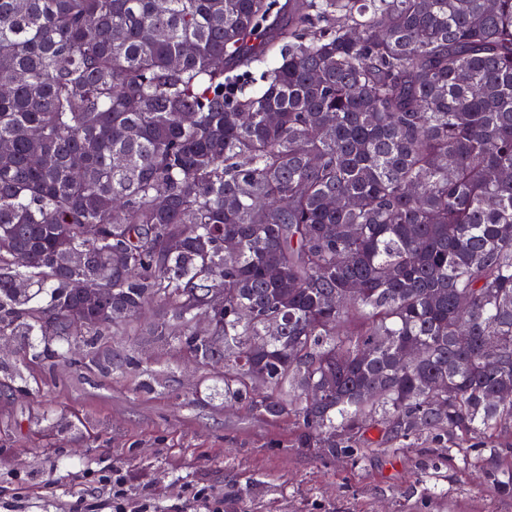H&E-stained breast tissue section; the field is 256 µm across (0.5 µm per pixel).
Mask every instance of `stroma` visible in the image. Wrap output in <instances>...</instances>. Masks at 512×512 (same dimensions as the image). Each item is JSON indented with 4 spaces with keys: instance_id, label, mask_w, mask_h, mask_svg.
<instances>
[{
    "instance_id": "obj_1",
    "label": "stroma",
    "mask_w": 512,
    "mask_h": 512,
    "mask_svg": "<svg viewBox=\"0 0 512 512\" xmlns=\"http://www.w3.org/2000/svg\"><path fill=\"white\" fill-rule=\"evenodd\" d=\"M100 348L112 372L85 367L84 351L55 366L25 365L26 339L0 338V512H72L103 500L100 471L128 475L127 495L153 512H175L203 484L224 512H512L477 478L452 470L441 495L410 490L419 457L360 463L323 460L288 447L287 422L266 423L224 407L212 388L222 373L192 365L140 331ZM140 360L152 379L138 388Z\"/></svg>"
}]
</instances>
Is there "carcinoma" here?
Listing matches in <instances>:
<instances>
[{"instance_id": "1", "label": "carcinoma", "mask_w": 512, "mask_h": 512, "mask_svg": "<svg viewBox=\"0 0 512 512\" xmlns=\"http://www.w3.org/2000/svg\"><path fill=\"white\" fill-rule=\"evenodd\" d=\"M152 307L288 447L512 497V0H0V336Z\"/></svg>"}]
</instances>
